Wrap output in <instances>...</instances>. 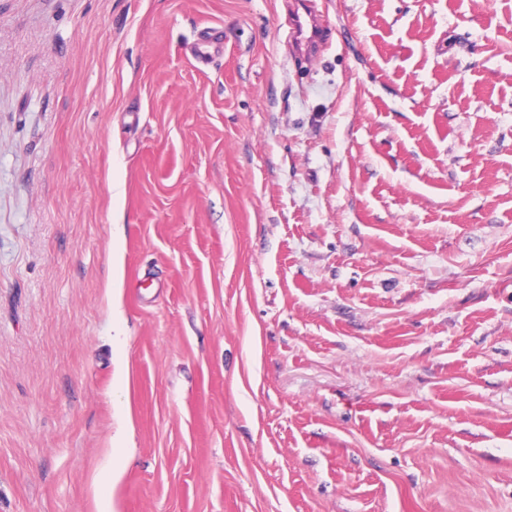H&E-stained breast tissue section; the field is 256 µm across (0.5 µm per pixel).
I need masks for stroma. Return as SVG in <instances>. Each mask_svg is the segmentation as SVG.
<instances>
[{
  "instance_id": "35a3bbf8",
  "label": "stroma",
  "mask_w": 512,
  "mask_h": 512,
  "mask_svg": "<svg viewBox=\"0 0 512 512\" xmlns=\"http://www.w3.org/2000/svg\"><path fill=\"white\" fill-rule=\"evenodd\" d=\"M0 0V512H512V0ZM310 0H296L292 10L290 38L303 55H314L322 44V29Z\"/></svg>"
}]
</instances>
